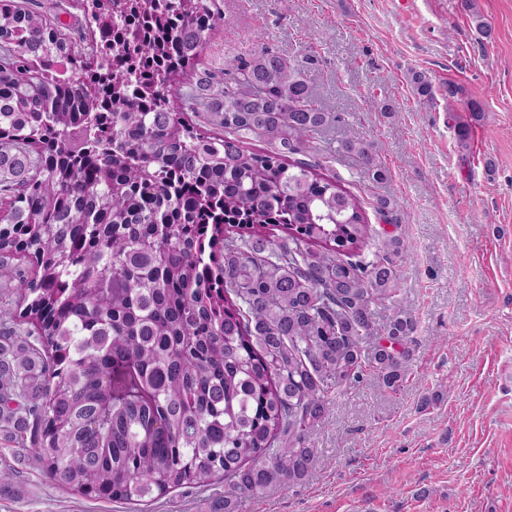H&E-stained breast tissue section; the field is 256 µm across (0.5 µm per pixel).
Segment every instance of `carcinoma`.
Here are the masks:
<instances>
[{
    "label": "carcinoma",
    "instance_id": "cac0c4a2",
    "mask_svg": "<svg viewBox=\"0 0 512 512\" xmlns=\"http://www.w3.org/2000/svg\"><path fill=\"white\" fill-rule=\"evenodd\" d=\"M58 9L0 0V297L33 326L0 334V432L86 496L147 505L222 479L204 512H237L317 467L307 434L333 390L367 369L406 382L404 246L364 256L361 202L308 158L387 170L353 127L315 145L341 117L267 47L191 82L229 23L218 0H96L78 53Z\"/></svg>",
    "mask_w": 512,
    "mask_h": 512
}]
</instances>
